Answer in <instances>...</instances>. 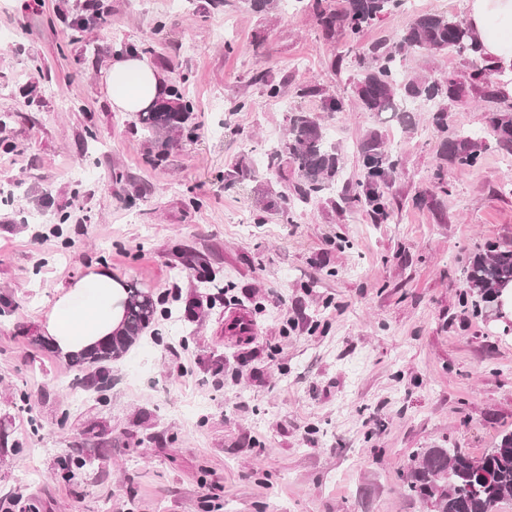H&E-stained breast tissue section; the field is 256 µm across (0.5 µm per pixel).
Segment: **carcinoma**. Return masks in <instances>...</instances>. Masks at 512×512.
Returning a JSON list of instances; mask_svg holds the SVG:
<instances>
[{"mask_svg":"<svg viewBox=\"0 0 512 512\" xmlns=\"http://www.w3.org/2000/svg\"><path fill=\"white\" fill-rule=\"evenodd\" d=\"M402 0H347V7L336 12L322 6V0L309 4L319 25L329 39L339 35L355 47L363 32L389 14ZM463 54L470 65L469 78L458 80L406 78L400 71L401 58L429 52ZM355 92L365 112L379 115L389 112L409 128L410 112L425 106L427 121L436 129L448 131V105L475 91L483 96L494 94L493 86L502 84L507 73L503 68L483 60L468 26L446 13L417 16L408 28L389 40L363 46L353 61ZM252 82L263 87L267 96H280L283 83L270 79L266 72L252 76ZM304 96H321L326 112H341L344 98L328 95L316 85L297 90ZM193 102L171 87L139 113L140 133L161 148L171 141V134L187 130ZM488 127L499 148L512 152V111L500 110L487 116ZM483 143L469 135L454 134L443 143L440 160L460 170L478 164ZM295 165L297 178L280 194L283 204L297 199L307 202L336 190L342 171V155L321 123L305 112L288 116V137L269 149V167H277L283 157ZM363 180L356 188L341 190V202L347 207L363 205L374 217L384 218L390 205L386 191L400 159L386 146L381 134H369L359 146ZM469 288L477 291L485 310H501V293L512 283V249L490 245L473 258L467 269ZM157 304L153 295L138 288L128 289L123 331L106 344L72 359V367L82 372L90 365L110 361L142 335L155 320ZM92 464V459L69 455L62 461L60 477L73 478L75 471ZM404 490L424 504H432L434 512H498L500 503L512 498V431L501 433L496 446L473 456L459 448H419L412 455L404 478Z\"/></svg>","mask_w":512,"mask_h":512,"instance_id":"obj_1","label":"carcinoma"}]
</instances>
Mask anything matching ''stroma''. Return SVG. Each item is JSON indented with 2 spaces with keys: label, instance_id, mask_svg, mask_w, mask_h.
<instances>
[{
  "label": "stroma",
  "instance_id": "35a3bbf8",
  "mask_svg": "<svg viewBox=\"0 0 512 512\" xmlns=\"http://www.w3.org/2000/svg\"><path fill=\"white\" fill-rule=\"evenodd\" d=\"M85 2L33 13L0 0V186L12 191L0 199V430L12 443L0 502L23 488L31 512H431L403 489L413 452L478 455L512 431V320L476 313L465 282L486 243L512 247V154L486 128L498 103L472 93L449 106V129L488 146L439 182L442 134L420 113L407 131L361 111L353 69L333 67L353 50L323 37L305 0L267 16L212 0H98L105 21L84 16ZM440 11L465 16V0H405L361 42ZM141 44L195 107L192 134L160 163L100 83ZM259 69L283 83L280 97L252 83ZM404 69L460 77L469 64L449 52ZM305 84L341 94L344 111L297 96ZM292 111L339 144L344 185L360 176V142L382 135L401 161L386 218L338 208L333 194L282 210L265 153ZM183 253L228 286L193 315L185 303L203 291L197 271L179 269ZM93 267L174 315L106 364V391L75 404L74 369L37 338L62 289ZM233 310L251 318L248 340L225 338ZM67 453L94 459L68 482L57 475Z\"/></svg>",
  "mask_w": 512,
  "mask_h": 512
}]
</instances>
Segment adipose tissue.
Listing matches in <instances>:
<instances>
[{
	"label": "adipose tissue",
	"instance_id": "ef3b65f1",
	"mask_svg": "<svg viewBox=\"0 0 512 512\" xmlns=\"http://www.w3.org/2000/svg\"><path fill=\"white\" fill-rule=\"evenodd\" d=\"M466 22L488 60L512 67V0H468ZM103 73L106 95L119 112L148 107L167 82L160 68L139 56L112 61ZM126 300L123 280L91 269L61 292L41 333L62 355L91 351L121 332Z\"/></svg>",
	"mask_w": 512,
	"mask_h": 512
}]
</instances>
